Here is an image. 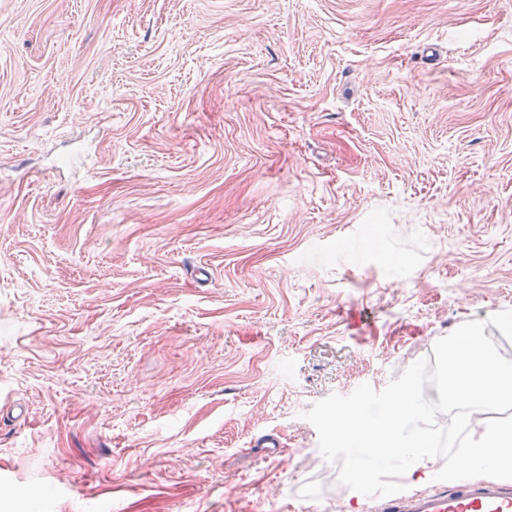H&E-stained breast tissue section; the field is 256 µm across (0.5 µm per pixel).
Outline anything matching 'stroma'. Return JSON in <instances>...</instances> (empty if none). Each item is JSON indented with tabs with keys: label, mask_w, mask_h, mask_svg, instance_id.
<instances>
[{
	"label": "stroma",
	"mask_w": 512,
	"mask_h": 512,
	"mask_svg": "<svg viewBox=\"0 0 512 512\" xmlns=\"http://www.w3.org/2000/svg\"><path fill=\"white\" fill-rule=\"evenodd\" d=\"M507 309L512 0H0V512H368L304 412Z\"/></svg>",
	"instance_id": "35a3bbf8"
}]
</instances>
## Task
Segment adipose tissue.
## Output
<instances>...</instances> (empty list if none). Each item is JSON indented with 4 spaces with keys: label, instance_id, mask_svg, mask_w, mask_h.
I'll return each mask as SVG.
<instances>
[{
    "label": "adipose tissue",
    "instance_id": "obj_1",
    "mask_svg": "<svg viewBox=\"0 0 512 512\" xmlns=\"http://www.w3.org/2000/svg\"><path fill=\"white\" fill-rule=\"evenodd\" d=\"M428 413L425 398L414 387L396 392L377 410L351 407L336 415L339 443L365 455L370 463L397 462L408 478L427 473L433 435L420 423Z\"/></svg>",
    "mask_w": 512,
    "mask_h": 512
}]
</instances>
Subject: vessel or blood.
Wrapping results in <instances>:
<instances>
[{
    "mask_svg": "<svg viewBox=\"0 0 512 512\" xmlns=\"http://www.w3.org/2000/svg\"><path fill=\"white\" fill-rule=\"evenodd\" d=\"M374 512H512V486L456 480L444 489L381 497Z\"/></svg>",
    "mask_w": 512,
    "mask_h": 512,
    "instance_id": "b4317fda",
    "label": "vessel or blood"
}]
</instances>
